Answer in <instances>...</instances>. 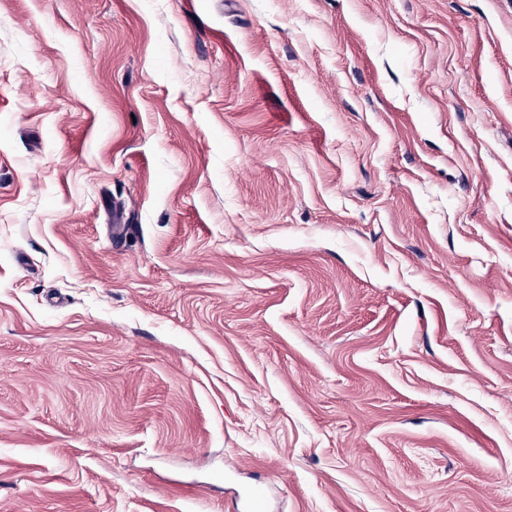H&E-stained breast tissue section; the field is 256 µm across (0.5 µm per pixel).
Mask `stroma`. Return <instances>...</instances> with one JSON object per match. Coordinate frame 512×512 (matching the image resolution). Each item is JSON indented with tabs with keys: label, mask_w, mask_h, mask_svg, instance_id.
Here are the masks:
<instances>
[{
	"label": "stroma",
	"mask_w": 512,
	"mask_h": 512,
	"mask_svg": "<svg viewBox=\"0 0 512 512\" xmlns=\"http://www.w3.org/2000/svg\"><path fill=\"white\" fill-rule=\"evenodd\" d=\"M512 512V0H0V512Z\"/></svg>",
	"instance_id": "1"
}]
</instances>
